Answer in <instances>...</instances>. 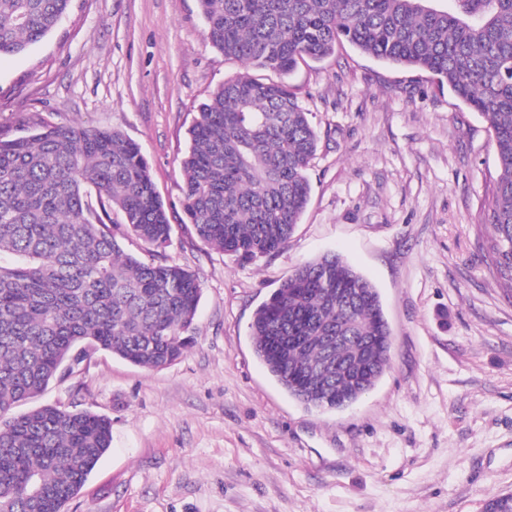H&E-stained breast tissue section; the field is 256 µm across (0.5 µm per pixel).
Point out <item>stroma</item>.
<instances>
[{
  "label": "stroma",
  "instance_id": "stroma-1",
  "mask_svg": "<svg viewBox=\"0 0 512 512\" xmlns=\"http://www.w3.org/2000/svg\"><path fill=\"white\" fill-rule=\"evenodd\" d=\"M241 71L209 44L198 0H72L46 38L0 58V134L76 121L138 143L169 208L165 258L202 288L174 364L98 351L30 400L112 421L64 512H484L512 491V301L487 257L486 123L428 72L346 42L300 62L288 82L319 135L309 204L284 250L240 262L185 222L180 161L199 105ZM327 252L378 289L392 349L358 403L309 410L249 326Z\"/></svg>",
  "mask_w": 512,
  "mask_h": 512
}]
</instances>
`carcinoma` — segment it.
Wrapping results in <instances>:
<instances>
[{
    "label": "carcinoma",
    "instance_id": "1",
    "mask_svg": "<svg viewBox=\"0 0 512 512\" xmlns=\"http://www.w3.org/2000/svg\"><path fill=\"white\" fill-rule=\"evenodd\" d=\"M71 0H0V56L24 52ZM198 0L213 48L247 66L199 106L181 160L196 235L238 260L283 250L318 148L286 77L347 42L430 73L486 121L501 176L488 257L512 283V0ZM118 213L122 222L112 220ZM168 207L140 146L115 130L39 122L0 137V512H63L110 447L112 422L42 405L11 411L90 353L163 368L192 344L201 288L166 262ZM134 238L146 257L124 252ZM256 357L306 408L340 409L385 373L378 291L336 254L297 267L256 311ZM484 512H512V492Z\"/></svg>",
    "mask_w": 512,
    "mask_h": 512
}]
</instances>
